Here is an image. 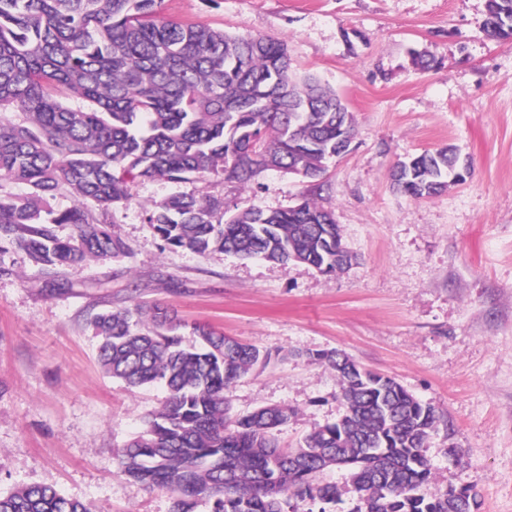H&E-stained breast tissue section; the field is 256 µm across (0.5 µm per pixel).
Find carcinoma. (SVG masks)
Segmentation results:
<instances>
[{
    "label": "carcinoma",
    "instance_id": "carcinoma-1",
    "mask_svg": "<svg viewBox=\"0 0 512 512\" xmlns=\"http://www.w3.org/2000/svg\"><path fill=\"white\" fill-rule=\"evenodd\" d=\"M159 0H0V241L47 271L125 255L108 216L139 180L217 177L248 185L264 171L302 167L319 180L356 119L336 91L292 72L279 40L229 34L159 16ZM486 35L512 39V0H486ZM468 160L453 146L397 163V190L415 199L464 183ZM68 190L79 203L55 210ZM90 201L93 213L84 206ZM148 222L166 244L224 252L322 272L343 247L333 213L304 195L288 210L226 211L217 199L176 193ZM70 226L61 238L56 227ZM175 315L137 303L96 314L97 355L130 387L162 385L164 407L117 451L124 474L174 497V512H327L339 490L324 475L347 471L350 512H474L478 492L452 483L431 490L426 454L453 424L395 378L341 350L316 354L336 371L343 414L295 447L277 433L294 411L263 407L231 417L224 389L271 353L195 325L187 340ZM0 512H89L41 485L0 494Z\"/></svg>",
    "mask_w": 512,
    "mask_h": 512
}]
</instances>
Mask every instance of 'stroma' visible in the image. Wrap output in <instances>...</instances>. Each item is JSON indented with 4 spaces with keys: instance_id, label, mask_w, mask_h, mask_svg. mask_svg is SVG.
I'll list each match as a JSON object with an SVG mask.
<instances>
[{
    "instance_id": "stroma-1",
    "label": "stroma",
    "mask_w": 512,
    "mask_h": 512,
    "mask_svg": "<svg viewBox=\"0 0 512 512\" xmlns=\"http://www.w3.org/2000/svg\"><path fill=\"white\" fill-rule=\"evenodd\" d=\"M485 5L162 0L166 18L283 41L295 72L342 96L358 134L319 190L277 170L247 187L131 183L110 214L128 246L117 259L52 276L1 242L0 492L46 485L89 512H171L170 493L134 482L115 460L167 394L107 375L91 326L98 312L141 303L270 351L224 395L238 415L292 408L284 446L343 413L336 373L318 353L341 349L395 378L454 425L427 450L436 487L473 485L478 512H512V41L486 36ZM418 54L436 68L419 70ZM445 145L471 159L465 184L422 200L392 188L399 158ZM176 191L233 210H287L311 194L358 262L327 274L168 248L147 215ZM451 446L459 459L445 455Z\"/></svg>"
}]
</instances>
